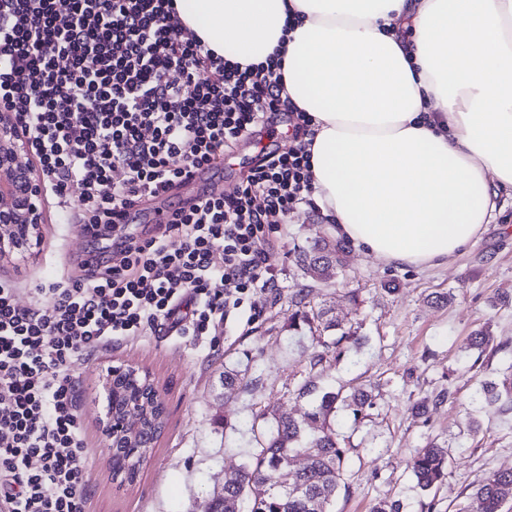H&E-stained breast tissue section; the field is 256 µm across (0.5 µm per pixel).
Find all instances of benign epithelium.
Listing matches in <instances>:
<instances>
[{
    "label": "benign epithelium",
    "instance_id": "1",
    "mask_svg": "<svg viewBox=\"0 0 512 512\" xmlns=\"http://www.w3.org/2000/svg\"><path fill=\"white\" fill-rule=\"evenodd\" d=\"M24 154L25 140L13 114L0 111V259L32 249L44 223L40 180L34 166L21 161ZM102 425L109 441L119 436L134 448L153 447L138 409L118 415L109 404Z\"/></svg>",
    "mask_w": 512,
    "mask_h": 512
}]
</instances>
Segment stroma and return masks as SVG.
<instances>
[{
  "instance_id": "35a3bbf8",
  "label": "stroma",
  "mask_w": 512,
  "mask_h": 512,
  "mask_svg": "<svg viewBox=\"0 0 512 512\" xmlns=\"http://www.w3.org/2000/svg\"><path fill=\"white\" fill-rule=\"evenodd\" d=\"M271 140L283 149L291 143L283 126L275 138L262 133L238 143L216 192H232ZM44 214L39 246L0 260V280L21 284L23 307L31 304L30 287L78 274V259L101 246L80 225L58 223L52 205ZM281 232L280 247L266 260L279 288L254 295L257 319L245 307L210 345L192 336H149L115 342L71 364L88 451V512H202L256 452L252 427L263 414L298 419L312 393L368 384L380 392L369 416L355 425L340 412L331 422L348 448L333 512H371L385 497L400 500L402 512H479L476 486L493 472L512 470V410L499 401L471 403L480 383L512 381V197L500 196L468 250L423 271L354 250L339 276L315 282L296 265L294 252L335 235V226L303 206ZM303 307L322 318L297 331ZM329 321L334 329H326ZM478 330L492 338L481 354L468 347ZM337 337L339 353L313 364L322 341ZM119 366L147 371L166 408L136 481L122 487L111 476L112 450L101 422L106 373ZM228 370L239 372L241 382L225 386ZM305 384L310 395H299ZM418 402L427 404L426 414L412 412ZM431 441L447 448L448 475L424 494L411 462Z\"/></svg>"
}]
</instances>
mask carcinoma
Here are the masks:
<instances>
[{
	"instance_id": "obj_1",
	"label": "carcinoma",
	"mask_w": 512,
	"mask_h": 512,
	"mask_svg": "<svg viewBox=\"0 0 512 512\" xmlns=\"http://www.w3.org/2000/svg\"><path fill=\"white\" fill-rule=\"evenodd\" d=\"M347 246L340 240L321 238L297 253L296 262L314 281L330 278L345 266ZM512 402L507 385L485 382L476 391L479 400ZM140 393L130 385L128 375L112 378L113 409L123 411L139 404ZM376 407V398L366 387L348 394L340 390L322 393L300 421L282 416L264 419L258 436V451L243 467L239 480L224 484V492L210 498L207 512H241L240 504L249 497V487H258L275 476L278 485L251 499L248 512H331L333 496L343 482L346 448L329 427L336 410L350 413L358 423ZM142 463L141 451L118 445L112 449V468L136 478ZM416 487L429 492L447 478L448 449L430 442L419 449L411 462ZM480 512H502L512 500V471L497 472L475 489Z\"/></svg>"
}]
</instances>
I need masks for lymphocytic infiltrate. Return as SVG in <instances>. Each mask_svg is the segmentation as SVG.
Segmentation results:
<instances>
[{"mask_svg":"<svg viewBox=\"0 0 512 512\" xmlns=\"http://www.w3.org/2000/svg\"><path fill=\"white\" fill-rule=\"evenodd\" d=\"M176 0H0V109L27 138L44 191L92 237L134 223L192 170L215 173L234 142L292 112L294 146L264 155L230 194L175 204L173 221L129 235L15 301L0 282V512H86L87 450L71 363L170 327L216 335L256 292L280 229L313 206L306 113L281 65L224 60L177 29ZM219 80L212 81L208 72Z\"/></svg>","mask_w":512,"mask_h":512,"instance_id":"1","label":"lymphocytic infiltrate"}]
</instances>
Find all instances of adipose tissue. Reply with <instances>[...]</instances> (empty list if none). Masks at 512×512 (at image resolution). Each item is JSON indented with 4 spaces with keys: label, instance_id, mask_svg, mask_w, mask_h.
<instances>
[{
    "label": "adipose tissue",
    "instance_id": "obj_1",
    "mask_svg": "<svg viewBox=\"0 0 512 512\" xmlns=\"http://www.w3.org/2000/svg\"><path fill=\"white\" fill-rule=\"evenodd\" d=\"M244 65L280 55L312 119L313 198L385 263H447L512 193V0H177ZM295 17L287 30V17Z\"/></svg>",
    "mask_w": 512,
    "mask_h": 512
}]
</instances>
